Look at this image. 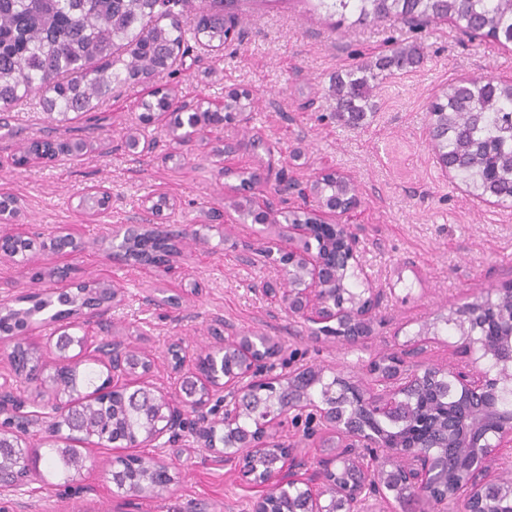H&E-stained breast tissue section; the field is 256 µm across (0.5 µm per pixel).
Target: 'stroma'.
<instances>
[{
	"label": "stroma",
	"mask_w": 512,
	"mask_h": 512,
	"mask_svg": "<svg viewBox=\"0 0 512 512\" xmlns=\"http://www.w3.org/2000/svg\"><path fill=\"white\" fill-rule=\"evenodd\" d=\"M238 16L241 36L231 43L212 47L206 38L188 39L189 51L178 57L174 72L113 85L97 108V128L78 134L89 142L83 154L65 152L46 164L14 167L12 156L25 141L49 134L68 143L78 135L51 120L38 96L8 108L10 126L0 129V189L19 197L22 211L14 223L0 224V234L34 239L67 226L85 249L73 258L69 281L50 278L65 260L48 251L25 267L0 260V302L59 293L75 282L113 281L122 290L121 305L85 329L100 339L119 336L150 354L148 381L168 392L180 382L167 353L170 342L181 339L193 353L208 350L218 317L232 330L275 337L297 365L346 379L366 377L370 360L424 331L436 338L408 365L422 370L457 363L462 336L448 317L487 292L512 287V207L475 198L440 167L429 108L461 77L512 79V45L467 40L448 21L419 31L397 22L337 28L311 0H240ZM389 37L420 42L423 64L381 84L375 111L362 125L338 122L329 95L333 77L379 54ZM159 88L216 104L228 92L244 90L253 108L247 123L224 124L209 140L173 150L160 123L139 121L142 101ZM132 129L158 140L157 150L128 153L125 137ZM172 150L178 162L168 161ZM240 169H270L288 182L331 171L350 178L360 205L343 221L359 240L363 273L348 286L378 294L374 336L357 344L312 339L301 319L260 291L274 274L253 252L262 225L236 220L220 232L204 228L206 212L223 208ZM93 184L111 190L107 210L97 218L79 206L80 191ZM160 191L178 202L162 225L187 234L184 260L161 277L112 261L103 250L113 225L138 221L144 203ZM196 229L204 243L195 241ZM80 450L85 466L74 481L46 485L28 478L0 495V512H250L256 495L190 434L138 450L172 465L175 482L159 498L117 493L111 471L118 448L84 444Z\"/></svg>",
	"instance_id": "1"
}]
</instances>
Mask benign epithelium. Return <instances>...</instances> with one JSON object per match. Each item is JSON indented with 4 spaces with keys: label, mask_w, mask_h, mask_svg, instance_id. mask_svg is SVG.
<instances>
[{
    "label": "benign epithelium",
    "mask_w": 512,
    "mask_h": 512,
    "mask_svg": "<svg viewBox=\"0 0 512 512\" xmlns=\"http://www.w3.org/2000/svg\"><path fill=\"white\" fill-rule=\"evenodd\" d=\"M184 121L205 133L210 125L224 120L219 112H199L194 104L184 106ZM357 205L350 194L340 203L322 204L307 224H281L288 235V251L274 256L272 247L263 250L277 277L264 283L261 291L282 303L288 314L307 325L316 339L358 342L374 333L378 300L372 289L359 292L345 288L349 272L360 269L357 240L336 217ZM146 221L121 224L112 230L110 258L121 262L134 260L131 245L154 231L156 209L147 204ZM43 246L61 254H77L81 246L65 230L51 233ZM503 293L512 304V289ZM503 301L488 306L473 302L461 310L460 328L487 316L502 319ZM175 359V371L181 382L191 384L195 395L183 391L157 392L164 414L147 436L149 443L166 439L174 443L186 432L192 433L201 448L224 458L242 481L261 489L252 501L251 512H271L270 501L281 488L296 486L306 501L305 512H393L392 502L402 503L394 483L409 491L433 495L448 503L450 512H486L485 493L493 486L498 493L512 498V481L500 476L490 478L488 461L492 457L511 460L502 449H512V412L500 408L499 386L512 384V322L502 326L494 358L500 366L499 377L491 378L480 368L479 359L463 365L433 369L443 377V390L456 413L448 420V447L456 450L465 464L461 478L448 477L439 483L438 455L421 445L380 441L366 422L368 417L392 416L407 420L412 407L410 396L423 382L417 373H407L410 352L393 350L387 358L375 361L368 376L382 380L376 389L361 379L332 378L325 381L322 368H293V358L284 354L279 343L268 336L257 344L253 334L235 332L224 343L210 349L224 354V364L206 368L207 356L191 357L182 344L169 348ZM131 347L123 340L110 341L109 353L102 357L111 373L110 388L127 393L140 386L128 364ZM22 377L12 366L0 370V411L7 409L20 422L32 418L51 427L55 423L49 399L30 400L21 390ZM224 407L217 417V406ZM256 415V433L237 431L241 417ZM297 438L335 452L305 458L294 451L290 439ZM276 457L277 467L265 471L261 459ZM112 470L117 480L121 468L145 467L154 472L160 486L174 482L172 467L162 459L149 461L139 456L118 460Z\"/></svg>",
    "instance_id": "benign-epithelium-1"
}]
</instances>
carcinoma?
I'll return each instance as SVG.
<instances>
[{"instance_id": "carcinoma-1", "label": "carcinoma", "mask_w": 512, "mask_h": 512, "mask_svg": "<svg viewBox=\"0 0 512 512\" xmlns=\"http://www.w3.org/2000/svg\"><path fill=\"white\" fill-rule=\"evenodd\" d=\"M239 0H201L194 35L224 44V36L238 21ZM316 8L336 18L338 26L401 22L414 30L451 21L461 34L492 36L512 45V0H314ZM190 0H0V106H10L40 93L42 110L69 121L91 114L112 85L135 83L168 69L169 61L186 43V30L172 7ZM169 23H164V20ZM389 49L373 60L356 62L336 74L332 96L338 118L357 124L374 111L371 100L384 80L423 61V48L411 42L388 40ZM171 92L153 93L141 107L169 117L172 142L181 144L180 108ZM244 93L227 95L228 112H248ZM431 140L440 163L470 189L473 196L512 202V81L492 77L459 80L448 85L432 103ZM353 191L351 183L328 175L316 187V196L333 202ZM167 244L159 236L147 239L142 252L156 259ZM106 292L86 286L71 295L36 293L20 298L21 307L0 312V333L13 335L32 322L52 323L79 308L91 309ZM80 336L61 333L55 339L60 361L74 359ZM16 371L27 381H40L39 393L54 397L60 413L41 453L25 447L0 455V474H14L28 456L34 472L46 484L73 480L84 457L72 445L79 439L98 444L131 443L143 436L160 417L162 406L142 394L132 401L121 394H100L106 384L97 362L83 370L69 365V377L43 375L35 347L17 342L12 354ZM435 400L428 391L419 405L417 423L398 424L381 418L373 422L386 443L396 438L419 441L437 433L434 418L424 412ZM77 430L80 437H72ZM152 477L142 468L125 470L116 487H151Z\"/></svg>"}]
</instances>
